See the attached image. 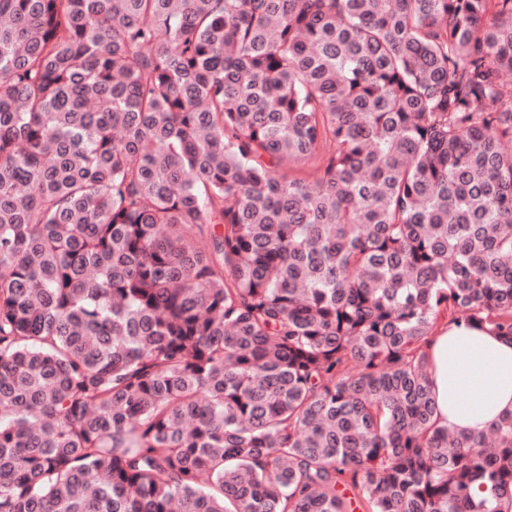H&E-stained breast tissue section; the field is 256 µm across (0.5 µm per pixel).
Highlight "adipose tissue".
<instances>
[{
	"label": "adipose tissue",
	"instance_id": "adipose-tissue-1",
	"mask_svg": "<svg viewBox=\"0 0 512 512\" xmlns=\"http://www.w3.org/2000/svg\"><path fill=\"white\" fill-rule=\"evenodd\" d=\"M425 352L439 425L480 432L512 412V339L487 324L447 321Z\"/></svg>",
	"mask_w": 512,
	"mask_h": 512
}]
</instances>
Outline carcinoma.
Wrapping results in <instances>:
<instances>
[{"instance_id": "carcinoma-1", "label": "carcinoma", "mask_w": 512, "mask_h": 512, "mask_svg": "<svg viewBox=\"0 0 512 512\" xmlns=\"http://www.w3.org/2000/svg\"><path fill=\"white\" fill-rule=\"evenodd\" d=\"M512 0H0V512H504L438 425L512 337ZM425 352L438 424L480 432L512 412V341L490 325L446 321Z\"/></svg>"}]
</instances>
